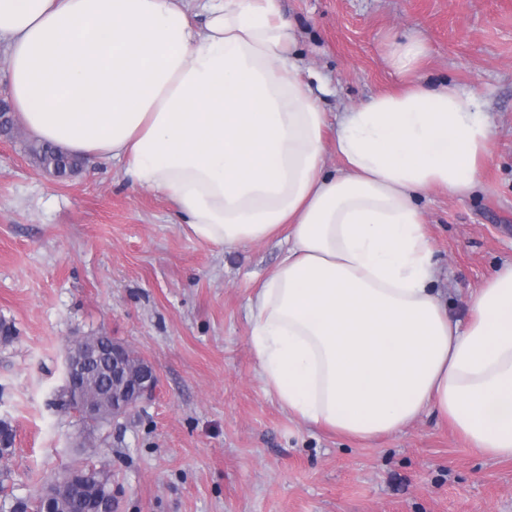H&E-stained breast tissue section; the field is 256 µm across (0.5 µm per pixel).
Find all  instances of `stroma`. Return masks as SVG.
<instances>
[{"label": "stroma", "instance_id": "obj_1", "mask_svg": "<svg viewBox=\"0 0 512 512\" xmlns=\"http://www.w3.org/2000/svg\"><path fill=\"white\" fill-rule=\"evenodd\" d=\"M326 111L395 89L386 57L415 35L433 85L476 90L495 122L483 185L420 202L449 315L512 260V0H279ZM29 135H0V420L15 441L0 512L34 503L65 467L107 464L118 512H512V460L435 414L363 442L303 423L256 374L246 303L280 262L270 239L225 250L174 204L101 162L65 181ZM107 332L156 369L149 400L89 432L59 405L65 352Z\"/></svg>", "mask_w": 512, "mask_h": 512}]
</instances>
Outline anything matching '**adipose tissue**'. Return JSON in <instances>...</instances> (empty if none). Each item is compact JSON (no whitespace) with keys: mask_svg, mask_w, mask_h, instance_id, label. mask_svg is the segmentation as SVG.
<instances>
[{"mask_svg":"<svg viewBox=\"0 0 512 512\" xmlns=\"http://www.w3.org/2000/svg\"><path fill=\"white\" fill-rule=\"evenodd\" d=\"M205 8L199 26L180 0H0L19 123L67 153L124 163L199 240L282 236L247 315L259 377L290 414L371 441L432 412L477 453L512 459V262L454 320L418 204L481 187L490 114L473 93L424 80L413 35L387 57L401 90L325 111L279 0Z\"/></svg>","mask_w":512,"mask_h":512,"instance_id":"obj_1","label":"adipose tissue"}]
</instances>
